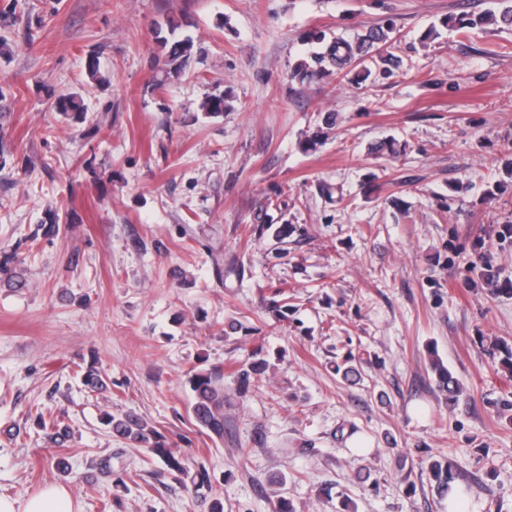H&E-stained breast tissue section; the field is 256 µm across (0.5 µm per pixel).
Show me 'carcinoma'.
I'll use <instances>...</instances> for the list:
<instances>
[{
	"instance_id": "1",
	"label": "carcinoma",
	"mask_w": 512,
	"mask_h": 512,
	"mask_svg": "<svg viewBox=\"0 0 512 512\" xmlns=\"http://www.w3.org/2000/svg\"><path fill=\"white\" fill-rule=\"evenodd\" d=\"M501 3L504 4V7L497 14L466 15L458 18L455 21L456 29L463 35L470 29L490 22L507 27L512 26V0H501ZM392 32L393 23L389 19L368 28L365 33L352 41L339 37L328 40L325 33L317 32L314 37L323 43L322 51L314 54L311 61L299 63L293 70L292 77L303 81L312 79L322 72L330 71L336 72L338 76L346 77L352 71V67L364 62L373 52L377 54L384 65L382 73L389 77L400 65L399 58L388 51ZM162 48L165 50V75L168 77L179 76L184 63L191 55L193 41L190 39L172 41L164 39ZM57 107L63 113L73 112L77 115V119L85 120L82 105L73 96L60 97ZM479 262L481 276L485 284L491 288L492 294L500 293L501 289L498 288L499 272L492 263L491 254L481 255ZM261 371L262 363L259 361L241 364L240 368L236 370L239 391L242 393L248 391L254 376L261 374ZM434 371L437 374L439 387L448 395V401H456L462 392L459 381L440 363L434 364ZM83 381L93 390L108 388L107 375L93 366L84 372ZM190 385L194 393L192 412L196 422L212 441H224V371L214 367L197 372L190 378ZM107 424L111 426L113 433L147 448L152 455L159 457L168 470L178 475L190 476V483L195 493L201 495L205 500H210L209 512H224L221 483L205 465L198 464L195 468H190L183 458L166 447L164 436L161 433L148 426L142 418L136 415L126 414L121 418L110 417L107 419ZM38 425L44 430H50L49 437L53 441L62 439L69 434L67 425H63L55 419L48 421L42 413L38 416ZM429 473L442 491H451L454 476L450 468L433 462L429 465Z\"/></svg>"
}]
</instances>
